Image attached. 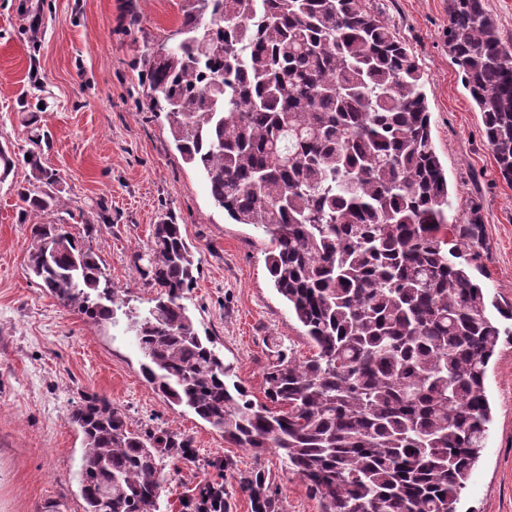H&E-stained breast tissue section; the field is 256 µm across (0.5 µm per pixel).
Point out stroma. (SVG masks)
<instances>
[{"mask_svg":"<svg viewBox=\"0 0 512 512\" xmlns=\"http://www.w3.org/2000/svg\"><path fill=\"white\" fill-rule=\"evenodd\" d=\"M388 23L424 74L435 149L448 174L450 222L480 216L473 251L490 295L512 302V182L501 177L482 115L448 53V0H381ZM180 0H0V145L31 149L28 114L46 136L66 205L54 218L100 256L114 287L147 309L144 263L154 224L173 218L196 247L200 271L187 306L253 399L264 398L268 348L312 354L303 327L273 288L269 239L212 204L201 176L174 149L164 113L149 111L139 64L144 49L176 41ZM31 172L16 164L0 182V512H83L77 480L82 438L68 414L99 395L144 431L188 435L196 464L167 463L169 512L184 487L213 477L228 457L230 512H250L236 474L262 467L283 512H321L308 485L275 452L254 458L192 412L156 393L124 325H94L39 288L27 272L30 226L18 195ZM493 420L456 512H512V343L488 366Z\"/></svg>","mask_w":512,"mask_h":512,"instance_id":"stroma-1","label":"stroma"}]
</instances>
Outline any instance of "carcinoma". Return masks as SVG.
Masks as SVG:
<instances>
[{
	"mask_svg": "<svg viewBox=\"0 0 512 512\" xmlns=\"http://www.w3.org/2000/svg\"><path fill=\"white\" fill-rule=\"evenodd\" d=\"M179 39L141 58L148 108L166 113L182 160L215 207L269 237L274 287L315 353L274 343L263 403L201 335L184 303L199 262L169 220L153 226L146 312L112 287L90 247L48 219L65 205L31 152L29 274L93 324L127 320L143 378L224 440L273 450L322 512H455L485 448V380L512 317L462 249L479 215L448 223V175L431 136L424 76L377 0H182ZM448 53L512 182V46L485 0H448ZM83 512H162V463H195L192 440L140 431L88 395ZM188 490L180 512H228L229 459ZM250 512H282L264 469L238 472Z\"/></svg>",
	"mask_w": 512,
	"mask_h": 512,
	"instance_id": "obj_1",
	"label": "carcinoma"
}]
</instances>
